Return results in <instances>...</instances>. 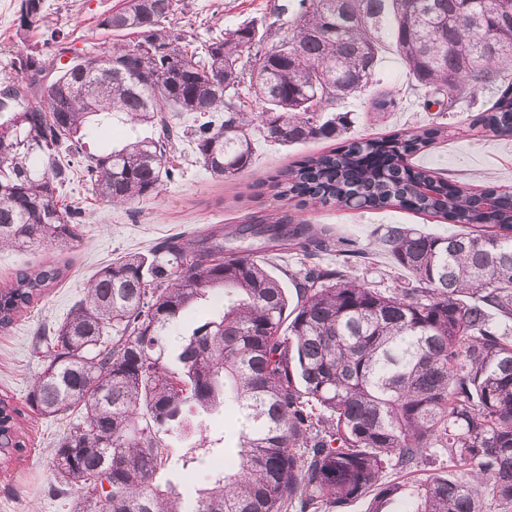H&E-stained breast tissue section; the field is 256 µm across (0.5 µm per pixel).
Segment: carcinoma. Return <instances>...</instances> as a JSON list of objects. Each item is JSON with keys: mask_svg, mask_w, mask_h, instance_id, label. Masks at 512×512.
<instances>
[{"mask_svg": "<svg viewBox=\"0 0 512 512\" xmlns=\"http://www.w3.org/2000/svg\"><path fill=\"white\" fill-rule=\"evenodd\" d=\"M180 2L123 0L104 16L99 26L136 36L104 52L109 73L85 56L57 69L37 47L17 57L7 86L26 111L0 102V248L75 246L81 212L59 203L75 171L102 203L124 206L181 175L178 144L226 179L252 166L257 134L286 147L341 137L279 174L281 200L399 207L457 231L386 224L368 250L282 217L213 224L121 256L37 336L42 365L23 407L0 398L10 408L0 446L24 450L26 409L75 415L48 489L74 500V512H341L366 498L367 512H484L488 502L512 512V195L484 187L465 204L457 185L397 161L448 136L445 126L354 138L325 115L370 90L388 39L443 112L471 88L498 87L477 123L508 134L512 0H299L258 39L247 23L203 49L165 25ZM33 27L49 29L43 46L64 50L68 34L48 25L44 0H20L17 33ZM144 46L154 50L145 62ZM169 108L196 124L176 128ZM116 114L154 133L91 151L96 118ZM296 251L306 262L288 274L291 297L267 261ZM328 252L338 266L319 262ZM380 255L401 278L389 294L345 271ZM67 271L19 270L0 288V326ZM217 301L171 349L184 315ZM221 409L241 429L209 440ZM227 452L234 464L214 469ZM446 460L451 469L434 466ZM202 469L204 487L174 480Z\"/></svg>", "mask_w": 512, "mask_h": 512, "instance_id": "carcinoma-1", "label": "carcinoma"}]
</instances>
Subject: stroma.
Listing matches in <instances>:
<instances>
[{
  "mask_svg": "<svg viewBox=\"0 0 512 512\" xmlns=\"http://www.w3.org/2000/svg\"><path fill=\"white\" fill-rule=\"evenodd\" d=\"M19 0H0V79L13 76L14 59L25 46L42 44L41 29L18 37ZM282 0H185L181 13L171 22L173 29L196 45L204 46L224 30L251 22L262 27L273 19ZM55 27L71 34L68 50L54 54L55 66L62 67L71 57L96 55L109 50L117 38L98 25L99 18L119 8L121 0H45ZM134 43V36L121 38ZM371 94L339 105L350 121L349 133L374 138L395 131L421 127L432 122L425 112L423 90L417 86L407 66L393 49H385ZM386 94L395 101L392 111H376L373 97ZM495 100L493 90H478L459 106L457 113L444 116L448 138L438 140L412 161L432 168L438 176L462 187L494 186L512 192V137L497 136L472 127L469 118L489 108ZM330 139L314 140L293 148L257 142L253 165L229 179L212 177L195 161L187 144H180L183 174L156 195L125 207H110L95 200L82 178L66 184L63 196L82 211L78 226L80 239L70 251L40 248L25 252L0 251V287L14 280L18 270L41 262L65 258L68 276L50 289L37 306L0 328V397L21 402L39 369L30 348L37 329L60 322L74 301L84 296L95 272L110 261L130 252H148L156 243L176 234L196 235L213 224H245L275 213L328 229L343 236L373 242L382 224H417L428 231L446 235L454 225L405 210L381 212L347 210L338 206L311 205L298 208L276 200L270 178L292 165L301 156L333 147ZM68 424L65 417L45 418L26 413L21 420L27 448L22 457L0 459V512H68L67 506L49 497L48 484L54 480L52 452L56 440Z\"/></svg>",
  "mask_w": 512,
  "mask_h": 512,
  "instance_id": "stroma-1",
  "label": "stroma"
}]
</instances>
